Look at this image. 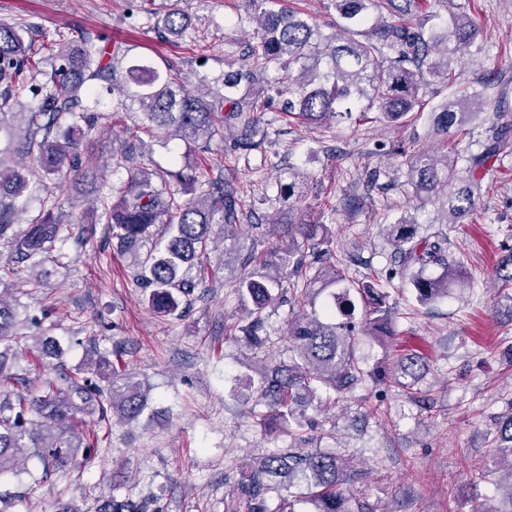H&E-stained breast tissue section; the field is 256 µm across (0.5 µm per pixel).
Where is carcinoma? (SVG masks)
Wrapping results in <instances>:
<instances>
[{"instance_id": "carcinoma-1", "label": "carcinoma", "mask_w": 512, "mask_h": 512, "mask_svg": "<svg viewBox=\"0 0 512 512\" xmlns=\"http://www.w3.org/2000/svg\"><path fill=\"white\" fill-rule=\"evenodd\" d=\"M441 5L443 0H334L333 6L348 25L330 36L322 34L317 20L282 5L283 0H263L270 8L258 17L257 45L247 63L215 81L216 87L191 89L182 73L169 63L134 53L133 44L99 45L82 33L76 40L58 43L50 69L40 68L17 24L0 21V131L8 129V141L0 148V240L29 261L26 266L1 265L3 277H27L40 287L32 274L55 244L83 235L84 228L65 223L55 205L34 218L25 236L16 241L8 235L18 212L3 196H20L25 176L6 166L14 155L31 157L45 176L68 168L80 171L77 153L82 135L81 119L87 128L97 123L100 91L97 80L116 95L112 118L122 120L126 112L142 114L147 125L188 143L208 144L224 139V130L239 132L237 143L244 155L260 148V117L252 95L266 71L277 65L290 97L284 102L283 118L309 128H322L341 121L355 122L357 113L381 112L384 122L404 125L423 111L422 86L441 84L451 94L430 113L433 132L442 143L468 134L472 112L480 103L475 95L455 91L453 64L466 54L476 35L477 21L466 13L452 12L447 28L438 36L426 35L422 24L409 17L420 3ZM158 36L168 42L191 34L188 11L177 9L154 23ZM328 70H321V64ZM29 93L36 105L22 113L7 111L10 104ZM512 154V125H492L478 149L464 157L457 170L458 154L417 148L410 152L406 172V195L421 204L432 203L440 212L434 224H461L476 206L490 162ZM309 175L293 170L277 184L279 195L289 199L288 213L278 212L269 221L280 239L279 247L263 255L251 250L241 258L246 268L260 263L258 275L243 273L233 281V293L243 319L235 339L254 348L267 341V309L288 305V336L293 341L288 361L266 370L260 395L271 401L274 414L262 423L293 429L302 427L307 399L320 388L352 390L371 376L354 353L356 292L363 305V323L380 333L390 328L393 307L389 292L380 280L366 276L350 280L341 269L344 258L336 254L329 225L306 223L295 216L301 209V184ZM101 211L92 219L105 218L112 226V239L122 252L134 256L136 280L148 289L147 303L159 317H180L189 307L195 290L206 277L205 259L215 248L211 226L224 225V237L247 236L256 224L240 223L242 211L234 189L224 175L199 176L183 170L143 168L126 183L110 184L99 199ZM416 212L406 210L393 224L386 225L394 249L395 272L409 281L415 299L429 305L462 290L466 281L459 252L441 230L425 229ZM154 244L143 250L146 243ZM197 269L196 276L187 270ZM495 278L501 287L512 289V255L500 261ZM325 296L321 310L316 300ZM19 314L0 297V477L27 472L24 449H36L42 477L64 469L72 449L83 442L68 431L52 429L71 423L82 412L110 422L114 416L123 424L135 423L147 409L141 382L120 370L118 360L99 356L91 349L87 365L106 369L105 385L80 373L56 366V377L44 380L38 393H30L33 381L25 374L4 367V352L18 336ZM495 452L508 465L512 476V404L494 418ZM363 478L362 471L344 458L310 445L309 439L294 434V445L286 452L256 457L242 475L239 490L248 512H299L296 503L281 496L271 507L274 493L304 481L310 487L306 502L310 512H366V504L348 489ZM98 512H147L134 501L115 494L104 497Z\"/></svg>"}]
</instances>
